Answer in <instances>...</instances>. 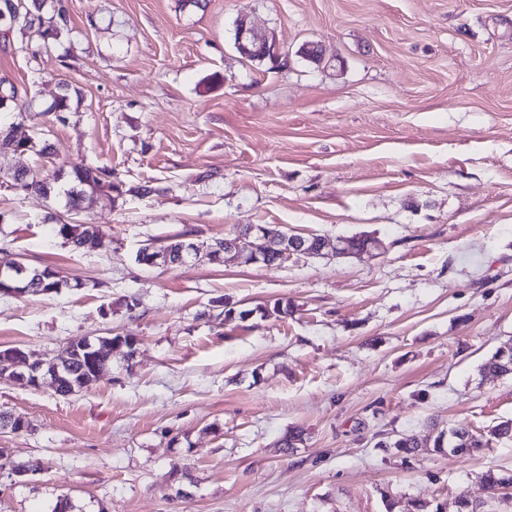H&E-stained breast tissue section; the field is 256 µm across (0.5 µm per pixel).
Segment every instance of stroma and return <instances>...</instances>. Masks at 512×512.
<instances>
[{"mask_svg":"<svg viewBox=\"0 0 512 512\" xmlns=\"http://www.w3.org/2000/svg\"><path fill=\"white\" fill-rule=\"evenodd\" d=\"M62 3L71 30L38 56L28 34L0 38L9 119L49 146L0 170L62 175L47 196L0 187V249L84 286L0 297V350L136 346L69 397L0 381V413L28 423L0 448L30 469L0 478V512H456L482 471L512 470L510 443L433 449L435 430L512 419V377L479 371L512 344V0ZM243 15L280 64L237 52ZM307 42L326 64L298 56ZM65 85L80 105L62 124L48 109ZM76 166L111 168L119 195L68 207ZM57 223L99 225L107 245L74 250ZM248 224L385 250L136 260ZM224 301L248 318H221ZM399 435L418 451L382 447Z\"/></svg>","mask_w":512,"mask_h":512,"instance_id":"1","label":"stroma"}]
</instances>
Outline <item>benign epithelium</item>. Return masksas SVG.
Instances as JSON below:
<instances>
[{
  "mask_svg": "<svg viewBox=\"0 0 512 512\" xmlns=\"http://www.w3.org/2000/svg\"><path fill=\"white\" fill-rule=\"evenodd\" d=\"M236 48L246 58H259L261 60H278L279 52L274 37L256 29L242 17L237 23ZM321 251L334 253L338 256L350 253V238L338 236L336 238H323ZM224 254L230 255L245 263H258L265 256H274L280 261L298 254L309 256L314 250L307 246V241L299 235L286 232H269L262 228L255 229L254 238L241 237L232 240L224 238ZM200 257V247L192 241L180 242L174 246H150L140 254V264L148 267H168L184 265ZM31 287L28 266L17 258L10 257L8 261L0 263V294L20 296ZM121 346L125 344L124 338L116 340L110 337H100L92 340L88 337H76L73 343L66 346L67 352L54 357L38 356L20 348L0 351V360L9 359L15 367L7 380H18L33 387L41 386L50 381L53 387H58L60 369L70 365L69 354L74 352L77 356H85L88 367L93 374L83 379L80 388L87 387L95 381L105 368L94 365V360L102 354L101 347L110 345Z\"/></svg>",
  "mask_w": 512,
  "mask_h": 512,
  "instance_id": "obj_1",
  "label": "benign epithelium"
}]
</instances>
